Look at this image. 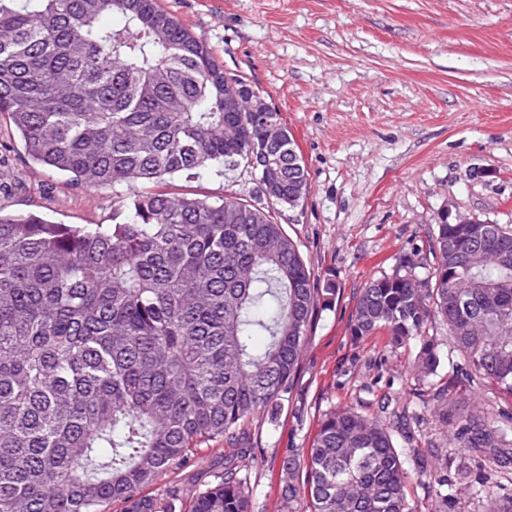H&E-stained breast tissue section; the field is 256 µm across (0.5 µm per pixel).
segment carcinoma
Returning a JSON list of instances; mask_svg holds the SVG:
<instances>
[{
	"mask_svg": "<svg viewBox=\"0 0 512 512\" xmlns=\"http://www.w3.org/2000/svg\"><path fill=\"white\" fill-rule=\"evenodd\" d=\"M119 14L123 23H104ZM224 68L158 0H0V114L25 156L80 187L146 185L110 224L0 216V512H181L143 494L159 476L222 441L224 469L188 512H254L247 429L277 414L319 303L299 245L278 224L307 178L291 137L266 148L280 192L264 206L160 189L180 173L251 167L258 113L224 111ZM437 224L435 266L371 280L349 322L359 343L415 341V367L437 373L428 323L512 398V228ZM258 336L267 337L259 348ZM453 442L465 459L500 461L512 415L497 421L466 392ZM467 465L430 471L457 499ZM280 512H412L414 475L392 426L353 406L324 414L307 448L282 464ZM470 495L512 512V493L480 476Z\"/></svg>",
	"mask_w": 512,
	"mask_h": 512,
	"instance_id": "1",
	"label": "carcinoma"
}]
</instances>
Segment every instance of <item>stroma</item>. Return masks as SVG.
I'll return each instance as SVG.
<instances>
[{
    "mask_svg": "<svg viewBox=\"0 0 512 512\" xmlns=\"http://www.w3.org/2000/svg\"><path fill=\"white\" fill-rule=\"evenodd\" d=\"M278 112L292 136L308 191L275 218L293 238L316 287L334 285L318 308L292 390L274 420L251 435L255 512H279L282 460L308 447L322 416L339 405L377 414L381 400L406 413L394 442L410 469L456 457L439 418L456 390L512 414L500 395L460 361L442 319L435 377L419 380L410 344L391 352L382 336L356 344L348 323L371 279L419 262L434 264L440 216L512 226V0H160ZM177 193L216 201L251 199L246 167L176 177ZM116 195L86 189L30 162L0 115V215L56 224H108ZM444 398H435L438 386ZM224 463L223 444L202 450L149 486L165 500L204 487Z\"/></svg>",
    "mask_w": 512,
    "mask_h": 512,
    "instance_id": "stroma-1",
    "label": "stroma"
}]
</instances>
